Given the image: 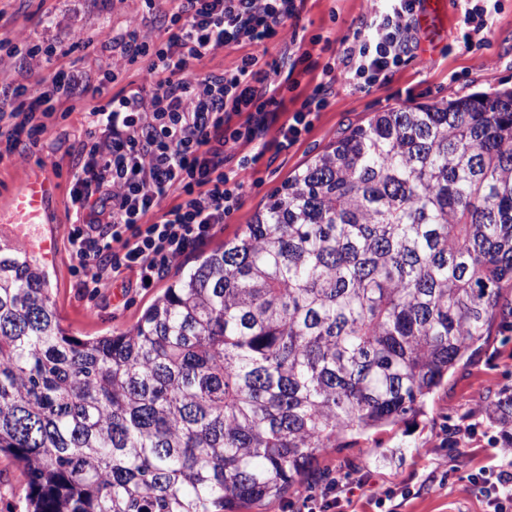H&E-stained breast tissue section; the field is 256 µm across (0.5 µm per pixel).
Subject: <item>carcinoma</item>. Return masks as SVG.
<instances>
[{"label":"carcinoma","instance_id":"1","mask_svg":"<svg viewBox=\"0 0 512 512\" xmlns=\"http://www.w3.org/2000/svg\"><path fill=\"white\" fill-rule=\"evenodd\" d=\"M506 288L508 88L349 129L127 332L70 335L43 258L0 235V454L26 512H250L424 413L512 331ZM485 411L512 448V388Z\"/></svg>","mask_w":512,"mask_h":512}]
</instances>
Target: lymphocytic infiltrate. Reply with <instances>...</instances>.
<instances>
[{
  "label": "lymphocytic infiltrate",
  "mask_w": 512,
  "mask_h": 512,
  "mask_svg": "<svg viewBox=\"0 0 512 512\" xmlns=\"http://www.w3.org/2000/svg\"><path fill=\"white\" fill-rule=\"evenodd\" d=\"M305 0H142L146 19L162 34L112 33V49L145 63L154 81L122 73L89 76L77 64L37 86L0 93V160L39 148L47 123L68 117L87 98L74 151L67 209L73 274L89 294L126 274L136 287L160 280L170 264L202 244L240 209L239 174L264 156V135L276 128L277 153L292 150L330 104L337 79L367 91L405 65L417 46L418 0H380L352 37L333 30L312 35L294 60L266 59L260 49L287 21L299 20ZM237 48L232 68L207 69L214 48ZM337 51L316 84L297 95L300 67L313 47ZM292 99H285V92ZM470 483L486 512H512V459L492 453ZM365 476L345 474L314 486L296 512H346Z\"/></svg>",
  "instance_id": "obj_1"
}]
</instances>
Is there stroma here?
<instances>
[{"label":"stroma","mask_w":512,"mask_h":512,"mask_svg":"<svg viewBox=\"0 0 512 512\" xmlns=\"http://www.w3.org/2000/svg\"><path fill=\"white\" fill-rule=\"evenodd\" d=\"M501 3L491 35L472 48H464L459 41L460 7L452 2L433 51L415 49L405 67L367 92L337 82L328 108L299 145L285 154L270 148L255 166L241 171L246 187L241 208L228 223L217 226L208 240L180 257V264H192L240 232L288 176L346 129L365 123L374 113L512 87V0ZM372 5L373 0H306L299 23L282 26L269 52L274 55L291 48L299 25L310 35L329 26L335 28L337 37L352 35ZM127 27L138 29L148 39L160 35L157 25L143 20L141 0H0V37L21 47L33 41L51 42L68 50L70 60L78 61L87 72L114 70L149 83L146 70L109 47L113 30ZM56 67V62L38 56L2 54L0 91L18 83L35 84L52 75ZM81 120V113L75 112L67 120L48 124L42 136L43 150L18 152L0 162V207L29 172H50L55 184L52 222L34 230L31 247L41 250L48 262L52 296L63 326L71 335L85 337L131 329L156 291L126 286L118 279L95 296L77 286L68 248L67 198L75 163L69 139L79 134ZM46 238L52 245L45 249L41 242ZM503 386L512 387V333L489 337L472 361L460 366L447 385L429 397L425 415L382 433L365 434L354 447L317 452L309 481L315 484L327 474L357 470L377 484L413 489V496L400 501L395 512H484V501L467 475L485 461L486 433L491 429L485 397ZM463 424L475 426L476 434L458 452L449 448L446 430ZM452 460L457 471L449 472L445 484L433 483L432 474L449 471ZM27 492L22 470L11 457L0 455V512H22Z\"/></svg>","instance_id":"1"}]
</instances>
